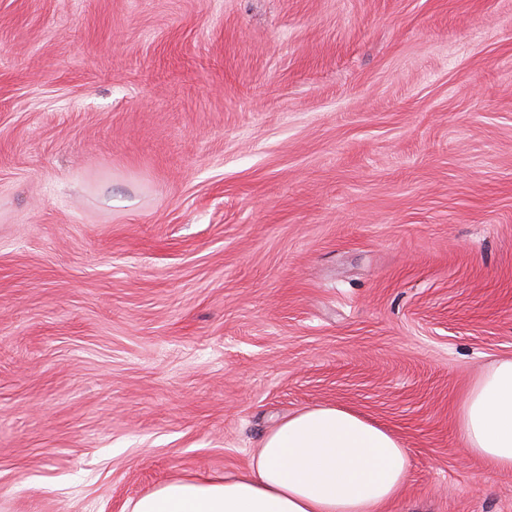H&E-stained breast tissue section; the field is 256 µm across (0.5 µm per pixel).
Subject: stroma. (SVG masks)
Segmentation results:
<instances>
[{
    "mask_svg": "<svg viewBox=\"0 0 512 512\" xmlns=\"http://www.w3.org/2000/svg\"><path fill=\"white\" fill-rule=\"evenodd\" d=\"M512 0H0V512H125L342 403L385 512H512ZM462 448L496 472L512 473V358L478 374L459 403Z\"/></svg>",
    "mask_w": 512,
    "mask_h": 512,
    "instance_id": "35a3bbf8",
    "label": "stroma"
}]
</instances>
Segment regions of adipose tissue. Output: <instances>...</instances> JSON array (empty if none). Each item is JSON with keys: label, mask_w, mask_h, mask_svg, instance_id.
Returning <instances> with one entry per match:
<instances>
[{"label": "adipose tissue", "mask_w": 512, "mask_h": 512, "mask_svg": "<svg viewBox=\"0 0 512 512\" xmlns=\"http://www.w3.org/2000/svg\"><path fill=\"white\" fill-rule=\"evenodd\" d=\"M469 456L512 473V358L478 374L459 403ZM410 459L391 432L341 404L302 409L260 443L248 468L178 478L130 512H383L407 481Z\"/></svg>", "instance_id": "ef3b65f1"}]
</instances>
